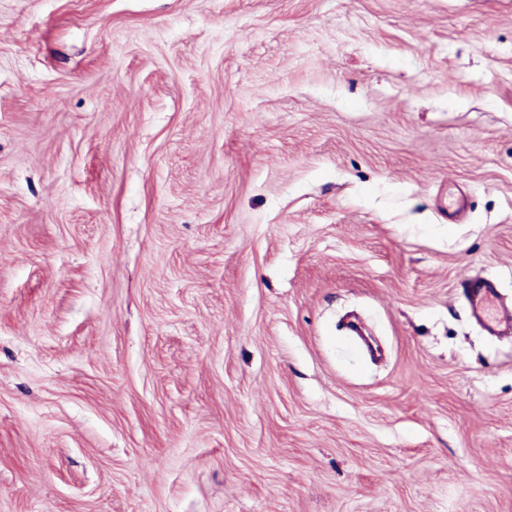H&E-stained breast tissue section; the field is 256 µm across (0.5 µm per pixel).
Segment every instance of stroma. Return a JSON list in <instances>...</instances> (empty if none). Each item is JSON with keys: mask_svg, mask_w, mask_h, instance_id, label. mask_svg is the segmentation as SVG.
I'll return each instance as SVG.
<instances>
[{"mask_svg": "<svg viewBox=\"0 0 512 512\" xmlns=\"http://www.w3.org/2000/svg\"><path fill=\"white\" fill-rule=\"evenodd\" d=\"M476 276L512 0H0V512H512Z\"/></svg>", "mask_w": 512, "mask_h": 512, "instance_id": "obj_1", "label": "stroma"}]
</instances>
